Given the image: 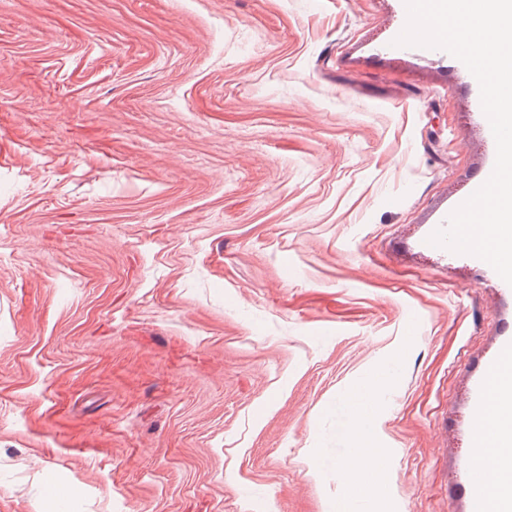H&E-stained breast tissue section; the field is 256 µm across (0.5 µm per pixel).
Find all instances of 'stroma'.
I'll return each mask as SVG.
<instances>
[{
    "label": "stroma",
    "instance_id": "1",
    "mask_svg": "<svg viewBox=\"0 0 512 512\" xmlns=\"http://www.w3.org/2000/svg\"><path fill=\"white\" fill-rule=\"evenodd\" d=\"M405 0H0V512H472L495 155ZM382 377L356 493L347 396Z\"/></svg>",
    "mask_w": 512,
    "mask_h": 512
}]
</instances>
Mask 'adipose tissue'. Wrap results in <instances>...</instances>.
<instances>
[{
	"mask_svg": "<svg viewBox=\"0 0 512 512\" xmlns=\"http://www.w3.org/2000/svg\"><path fill=\"white\" fill-rule=\"evenodd\" d=\"M487 404L477 405L475 421L483 428L475 443L477 463H493L497 477L492 484H480L476 495L483 512H512V352L490 371Z\"/></svg>",
	"mask_w": 512,
	"mask_h": 512,
	"instance_id": "1",
	"label": "adipose tissue"
}]
</instances>
